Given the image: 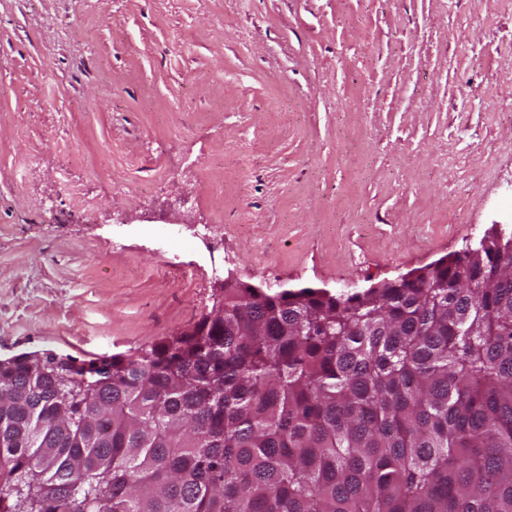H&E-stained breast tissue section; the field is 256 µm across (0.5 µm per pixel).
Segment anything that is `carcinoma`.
Returning a JSON list of instances; mask_svg holds the SVG:
<instances>
[{
  "instance_id": "1",
  "label": "carcinoma",
  "mask_w": 512,
  "mask_h": 512,
  "mask_svg": "<svg viewBox=\"0 0 512 512\" xmlns=\"http://www.w3.org/2000/svg\"><path fill=\"white\" fill-rule=\"evenodd\" d=\"M512 241L0 360V512H512Z\"/></svg>"
}]
</instances>
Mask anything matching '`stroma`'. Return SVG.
<instances>
[{"mask_svg":"<svg viewBox=\"0 0 512 512\" xmlns=\"http://www.w3.org/2000/svg\"><path fill=\"white\" fill-rule=\"evenodd\" d=\"M220 226L170 266L148 213ZM512 222V0H0V358L218 280H393Z\"/></svg>","mask_w":512,"mask_h":512,"instance_id":"stroma-1","label":"stroma"}]
</instances>
